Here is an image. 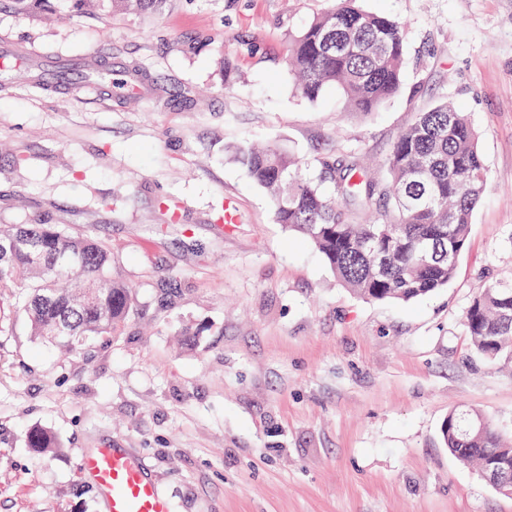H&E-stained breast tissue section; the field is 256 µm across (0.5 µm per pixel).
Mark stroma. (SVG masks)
Masks as SVG:
<instances>
[{"mask_svg": "<svg viewBox=\"0 0 512 512\" xmlns=\"http://www.w3.org/2000/svg\"><path fill=\"white\" fill-rule=\"evenodd\" d=\"M335 3L0 12V51L30 52L0 86V224L90 235L134 289L121 331L76 352L0 307V512H104L78 460L109 446L142 457L174 512H512L441 436L459 407L512 436V367L464 326L512 279V0H361L406 46L398 93L370 113L333 88L308 102L285 67ZM90 60L134 93L91 96ZM443 101L468 113L487 181L454 279L410 303L344 288L231 157L276 144L306 173L354 156L384 180L396 136ZM34 429L56 449L29 448Z\"/></svg>", "mask_w": 512, "mask_h": 512, "instance_id": "1", "label": "stroma"}]
</instances>
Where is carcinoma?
Here are the masks:
<instances>
[{"mask_svg": "<svg viewBox=\"0 0 512 512\" xmlns=\"http://www.w3.org/2000/svg\"><path fill=\"white\" fill-rule=\"evenodd\" d=\"M44 0H0L25 13ZM112 11L159 14L169 0H107ZM404 26L365 11L357 0L313 18L288 48L286 68L310 102L334 86L352 112L369 113L393 96L405 57ZM234 161L272 197L275 221L322 254L344 286L376 301L410 302L448 287L466 250L486 167L466 113L444 101L395 139L386 180L357 162H324L303 173L286 148L241 143ZM0 297L22 304L31 334L55 346L85 348L116 332L134 305L95 238L55 224H0ZM464 325L476 352L512 359V279L493 281L473 299ZM463 463L490 457L512 464V443L475 410H454L442 428Z\"/></svg>", "mask_w": 512, "mask_h": 512, "instance_id": "obj_1", "label": "carcinoma"}]
</instances>
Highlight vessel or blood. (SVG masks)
<instances>
[{
    "label": "vessel or blood",
    "instance_id": "1",
    "mask_svg": "<svg viewBox=\"0 0 512 512\" xmlns=\"http://www.w3.org/2000/svg\"><path fill=\"white\" fill-rule=\"evenodd\" d=\"M79 466L99 491L106 512H174L148 465L132 449H90L82 453Z\"/></svg>",
    "mask_w": 512,
    "mask_h": 512
}]
</instances>
